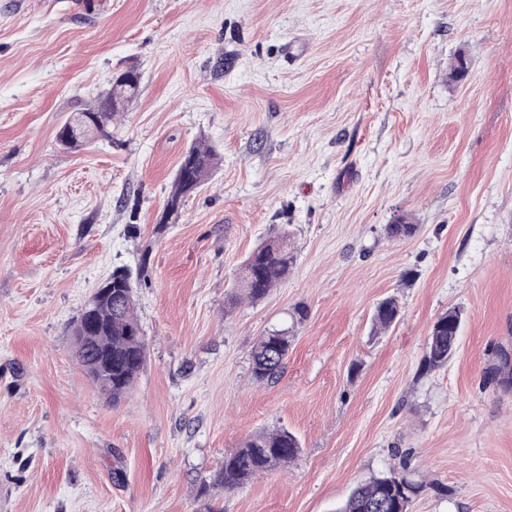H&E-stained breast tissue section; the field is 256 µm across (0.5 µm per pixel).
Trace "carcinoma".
I'll list each match as a JSON object with an SVG mask.
<instances>
[{
  "instance_id": "obj_1",
  "label": "carcinoma",
  "mask_w": 512,
  "mask_h": 512,
  "mask_svg": "<svg viewBox=\"0 0 512 512\" xmlns=\"http://www.w3.org/2000/svg\"><path fill=\"white\" fill-rule=\"evenodd\" d=\"M141 75L130 68L112 83L110 89L98 95L96 102L78 111L83 119L79 127L71 126L72 118L62 124L57 132L58 144L67 150H79L90 139H112V126L139 90ZM217 151L209 146L195 144L183 154L190 162L188 168L178 167L172 190L165 206L166 219L178 215L183 198L200 189L208 178ZM418 225L402 217L385 226L388 238H409ZM295 261L291 238L281 228L249 253L244 260L235 291L228 302L235 305L246 299L257 302L264 299L291 271ZM110 289L106 294L94 292L85 311L76 322L73 341L77 345L75 356L84 373L96 379L99 370L112 363V388L101 394L114 402L119 401L133 388L145 357V340L135 314L132 273L128 269H115L101 284ZM400 306L396 299L381 301L375 310L371 334L388 330L399 318ZM461 313L450 310L433 323L423 356V371L428 372L448 363L458 348ZM293 338L287 330H272L259 337L252 349L253 374L259 382H272L282 371L292 349ZM297 437L285 428L260 432L250 437L243 447L224 457L211 474L209 481L198 492L200 512H224V504L212 496L211 490L221 488L231 492L252 477L283 468L300 454ZM420 492L413 483L395 468L381 477L357 485L337 512H409V506Z\"/></svg>"
}]
</instances>
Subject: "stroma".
Instances as JSON below:
<instances>
[{
	"label": "stroma",
	"instance_id": "35a3bbf8",
	"mask_svg": "<svg viewBox=\"0 0 512 512\" xmlns=\"http://www.w3.org/2000/svg\"><path fill=\"white\" fill-rule=\"evenodd\" d=\"M465 76L449 81L456 57ZM141 74L116 141L56 132ZM217 164L156 233L183 152ZM418 224L403 240L384 228ZM295 251L261 302H225L272 226ZM146 353L109 402L72 328L112 269ZM396 325L370 336L376 304ZM463 313L448 365L432 324ZM274 327L277 383L251 351ZM512 0H0V512H196L249 436L287 469L224 512H336L403 466L410 512H512ZM460 326L461 313L458 310H448L433 323L423 356L424 372L444 366L456 353ZM288 330H272L260 336L252 349L253 374L258 382H272L282 371L292 349Z\"/></svg>",
	"mask_w": 512,
	"mask_h": 512
}]
</instances>
